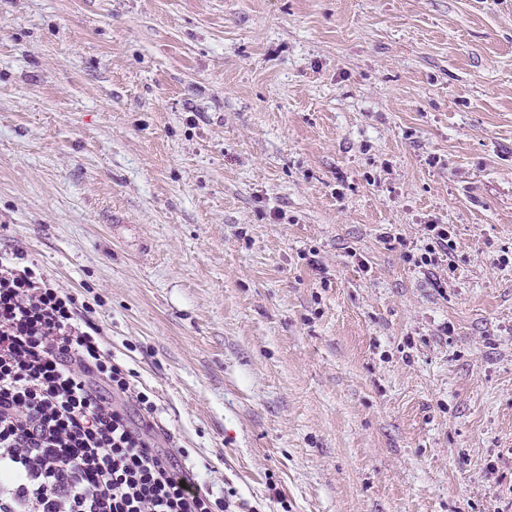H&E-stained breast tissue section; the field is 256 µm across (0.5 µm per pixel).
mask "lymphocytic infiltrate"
<instances>
[{"label": "lymphocytic infiltrate", "instance_id": "obj_1", "mask_svg": "<svg viewBox=\"0 0 512 512\" xmlns=\"http://www.w3.org/2000/svg\"><path fill=\"white\" fill-rule=\"evenodd\" d=\"M94 312L25 252L0 254V512H225L152 437V394Z\"/></svg>", "mask_w": 512, "mask_h": 512}]
</instances>
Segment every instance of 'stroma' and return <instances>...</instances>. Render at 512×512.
I'll return each mask as SVG.
<instances>
[{
    "label": "stroma",
    "mask_w": 512,
    "mask_h": 512,
    "mask_svg": "<svg viewBox=\"0 0 512 512\" xmlns=\"http://www.w3.org/2000/svg\"><path fill=\"white\" fill-rule=\"evenodd\" d=\"M16 249L230 512H512V0H0Z\"/></svg>",
    "instance_id": "35a3bbf8"
}]
</instances>
